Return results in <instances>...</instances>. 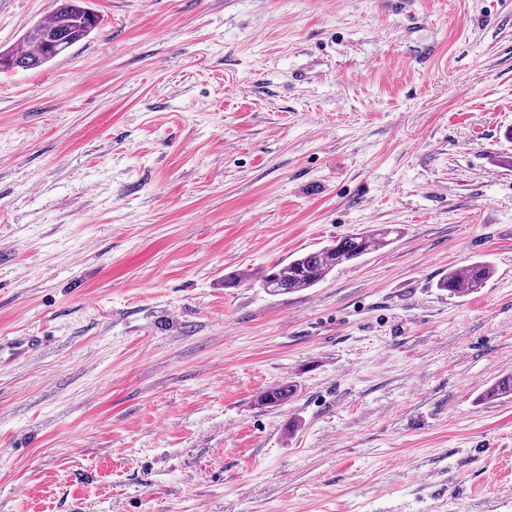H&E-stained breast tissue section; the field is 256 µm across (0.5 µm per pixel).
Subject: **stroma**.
<instances>
[{"label": "stroma", "instance_id": "35a3bbf8", "mask_svg": "<svg viewBox=\"0 0 512 512\" xmlns=\"http://www.w3.org/2000/svg\"><path fill=\"white\" fill-rule=\"evenodd\" d=\"M88 4L0 72V339H48L0 365V512H512V397L478 400L512 375V0ZM56 5L0 0V50ZM45 20L35 23L23 36L26 47L0 51V71L39 68L86 39L99 25V17L83 0H60ZM398 230L378 227L339 237L336 242L318 250L300 254L285 266L274 265L261 269L252 278L260 288L273 283L278 295H287L312 288L337 267L355 261L389 244ZM493 266L486 261H475L462 268L449 269L448 276L437 284L438 288L450 295L465 297L482 288L492 276Z\"/></svg>", "mask_w": 512, "mask_h": 512}]
</instances>
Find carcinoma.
<instances>
[{
    "mask_svg": "<svg viewBox=\"0 0 512 512\" xmlns=\"http://www.w3.org/2000/svg\"><path fill=\"white\" fill-rule=\"evenodd\" d=\"M99 25V17L85 0H61L59 7L45 20L30 27L22 43L27 51L18 49L0 51V71L39 68L67 52L86 39ZM397 233L391 227H378L344 235L336 242L318 250L300 254L285 266L274 265L261 269L253 282L264 288L271 284L281 295L312 288L337 267L355 261L389 244L390 235ZM493 266L486 261H475L462 268L448 270L437 287L457 297L474 293L492 276ZM295 391L291 383H283L266 390L259 403L280 406ZM512 396V375L494 381L480 399L493 402Z\"/></svg>",
    "mask_w": 512,
    "mask_h": 512,
    "instance_id": "obj_1",
    "label": "carcinoma"
}]
</instances>
